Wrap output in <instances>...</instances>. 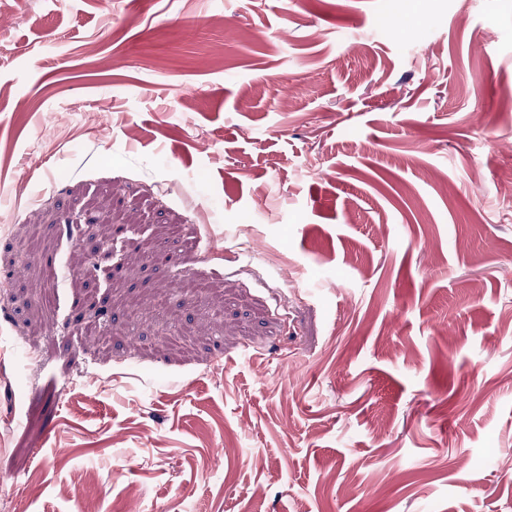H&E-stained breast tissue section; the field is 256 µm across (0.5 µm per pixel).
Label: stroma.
Segmentation results:
<instances>
[{
  "label": "stroma",
  "instance_id": "obj_1",
  "mask_svg": "<svg viewBox=\"0 0 512 512\" xmlns=\"http://www.w3.org/2000/svg\"><path fill=\"white\" fill-rule=\"evenodd\" d=\"M508 166L512 0H12L0 503L512 512ZM126 232L127 228L124 227V225L117 226L114 229L112 245L104 256V264L96 263L93 270L94 288L98 291L103 290V295L105 297L108 295L110 289H112V281L119 276L124 266L123 252L126 246V240L123 235H125ZM119 240L121 245L118 250L117 244L119 243Z\"/></svg>",
  "mask_w": 512,
  "mask_h": 512
}]
</instances>
